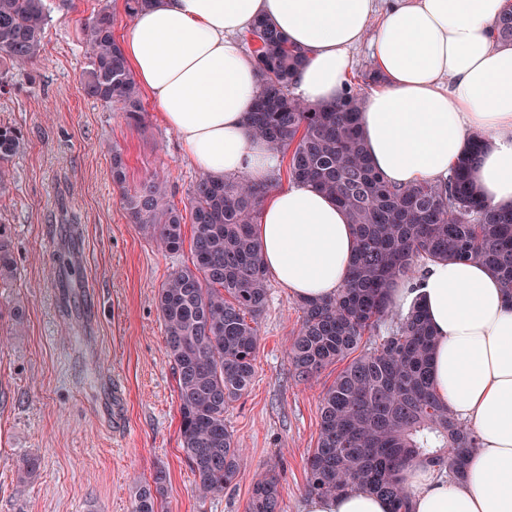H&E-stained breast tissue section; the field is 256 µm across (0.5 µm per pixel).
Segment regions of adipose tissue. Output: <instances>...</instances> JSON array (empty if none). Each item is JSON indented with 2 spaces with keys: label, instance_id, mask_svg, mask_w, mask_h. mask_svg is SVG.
<instances>
[{
  "label": "adipose tissue",
  "instance_id": "adipose-tissue-1",
  "mask_svg": "<svg viewBox=\"0 0 512 512\" xmlns=\"http://www.w3.org/2000/svg\"><path fill=\"white\" fill-rule=\"evenodd\" d=\"M510 7L512 0H148L122 50L200 172L262 185L278 153L248 126L261 79L240 35L264 19L304 49L294 94L312 105L343 95L350 51L369 43L381 77L360 111L372 165L395 186L437 182L479 134L486 142L472 180L487 204L508 208L512 43L499 40L496 22ZM254 232L265 270L295 298H331L344 285L355 231L328 195L299 182L273 191ZM387 297L399 314L424 309L437 340L435 391L479 439L462 480L421 464L403 470L412 512H512V301L497 274L478 260H441ZM389 510L364 489L304 505V512Z\"/></svg>",
  "mask_w": 512,
  "mask_h": 512
}]
</instances>
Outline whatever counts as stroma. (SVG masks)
I'll use <instances>...</instances> for the list:
<instances>
[{
  "instance_id": "35a3bbf8",
  "label": "stroma",
  "mask_w": 512,
  "mask_h": 512,
  "mask_svg": "<svg viewBox=\"0 0 512 512\" xmlns=\"http://www.w3.org/2000/svg\"><path fill=\"white\" fill-rule=\"evenodd\" d=\"M45 3L37 59L21 71L0 67V126L24 136L0 194V224L17 262L12 287H0V512H131L136 491L159 470L160 512H245L254 481L272 469L283 512H303L318 405L337 366L297 377L290 351L298 301L269 280L255 376L224 416L241 450L238 477L223 496L198 495L156 307L159 288L188 254L158 250L131 223L123 194L157 172L164 205L185 214L201 173L151 97L136 124L83 91L82 27L107 8L122 37L124 0ZM116 148L127 163L121 188L111 177ZM30 456L40 468L25 479L19 468Z\"/></svg>"
}]
</instances>
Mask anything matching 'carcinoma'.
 Listing matches in <instances>:
<instances>
[{"label":"carcinoma","mask_w":512,"mask_h":512,"mask_svg":"<svg viewBox=\"0 0 512 512\" xmlns=\"http://www.w3.org/2000/svg\"><path fill=\"white\" fill-rule=\"evenodd\" d=\"M49 21L45 0H0V61L23 69L35 60ZM112 11L85 24L87 97L139 123L140 90L112 34ZM262 89L249 113L252 131L278 151L290 150L293 180L331 196L354 226L357 248L349 277L335 297L301 300L291 348L299 377L307 380L341 363L319 406L320 428L307 466L306 492L336 496L353 488L387 498L391 512H410L401 470L422 462L453 480L464 477L467 456L478 448L464 425L436 395L430 365L434 332L422 310L390 315L387 288L418 280L435 260H480L512 297V208L481 200L470 169L483 138L440 183L399 188L370 163L358 116L355 87L338 100L308 105L290 88L306 54L265 22L249 30ZM21 131L0 126V193L8 164L23 148ZM123 154L112 151V183H126ZM268 186L239 177L203 176L190 201L188 263L157 294L166 348L176 376L182 450L204 498L224 494L238 476L240 449L224 413L248 390L259 341L258 320L268 284L253 234ZM159 175L125 195V208L167 253L183 250V216L161 205ZM15 260L0 225V283L14 277ZM165 475L138 491L132 512H157ZM247 512H282L278 477L253 485Z\"/></svg>","instance_id":"cac0c4a2"}]
</instances>
